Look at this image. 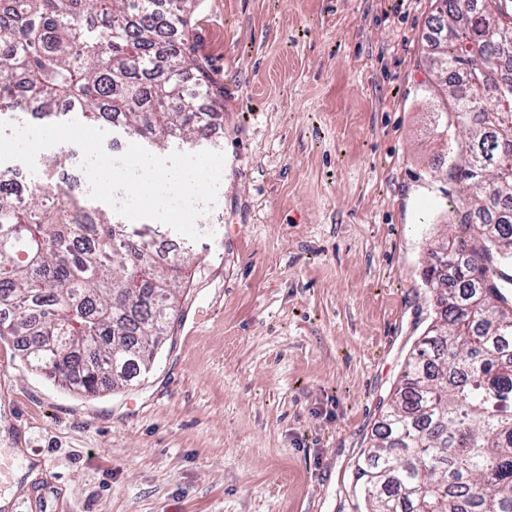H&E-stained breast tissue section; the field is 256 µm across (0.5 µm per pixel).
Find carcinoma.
<instances>
[{"mask_svg":"<svg viewBox=\"0 0 512 512\" xmlns=\"http://www.w3.org/2000/svg\"><path fill=\"white\" fill-rule=\"evenodd\" d=\"M0 0V103L122 124L152 150L208 136L224 85L186 32L197 0ZM447 176L462 202L424 272L435 316L358 464L366 512H512V0H434ZM67 157L17 191L0 175V336L86 397L154 365L191 248L155 247L76 194L49 195Z\"/></svg>","mask_w":512,"mask_h":512,"instance_id":"1","label":"carcinoma"}]
</instances>
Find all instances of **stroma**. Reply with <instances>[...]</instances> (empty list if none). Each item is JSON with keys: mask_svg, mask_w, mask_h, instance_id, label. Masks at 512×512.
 <instances>
[{"mask_svg": "<svg viewBox=\"0 0 512 512\" xmlns=\"http://www.w3.org/2000/svg\"><path fill=\"white\" fill-rule=\"evenodd\" d=\"M430 0H202L222 142L150 373L95 399L0 339V450L29 512H364L357 462L433 318L458 182L425 58Z\"/></svg>", "mask_w": 512, "mask_h": 512, "instance_id": "obj_1", "label": "stroma"}]
</instances>
